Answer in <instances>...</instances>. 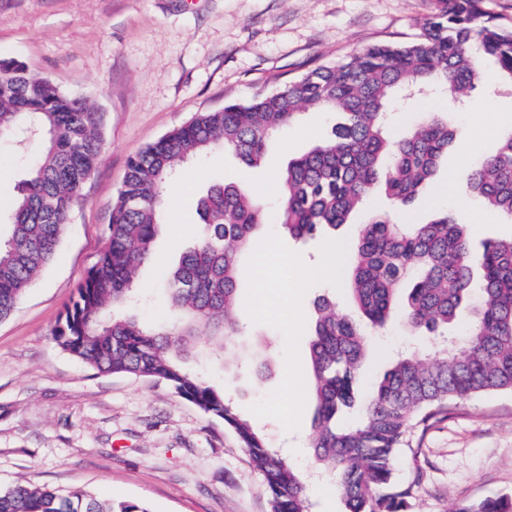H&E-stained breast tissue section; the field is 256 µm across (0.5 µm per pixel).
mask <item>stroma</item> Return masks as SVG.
<instances>
[{
  "instance_id": "1",
  "label": "stroma",
  "mask_w": 512,
  "mask_h": 512,
  "mask_svg": "<svg viewBox=\"0 0 512 512\" xmlns=\"http://www.w3.org/2000/svg\"><path fill=\"white\" fill-rule=\"evenodd\" d=\"M437 7V0H0V56L88 97L103 114L99 162L73 206L57 256L0 322V489L31 481L140 503L148 512H270L261 474L223 421L164 383L89 368L60 349L51 332L104 248L132 156L195 113L245 101L371 44L410 41ZM484 71L465 105L446 96L393 99V131L404 133L429 113L445 111L467 136L472 156L494 153L512 132V85L496 78L493 61H485ZM338 120L333 112L303 113L257 168L219 148L190 165L167 191L153 257L136 275L147 294L139 320H168V281L195 239L203 185L232 182L264 205L266 226L239 274L237 317L251 363L192 359L188 367L227 391L235 411L271 447L303 466L312 512L345 507L317 476L309 446L314 403L307 390H286L285 378L290 366L306 361L314 300L329 293L340 311L352 310L326 245L337 243L336 260L347 266L374 211L425 224L439 211L455 210L468 192L469 169L458 166L455 148L407 209H394L378 193L331 238H288L277 217L276 176ZM462 219L474 242L512 239V218L489 214L478 199ZM269 240L277 257L262 255ZM304 273L306 288L292 295L289 282ZM296 308L301 326L291 336L282 318ZM409 345L421 351L428 341L414 337L394 311L370 338L361 398ZM401 454L394 480L414 486L406 512H450L459 501L512 497V391L451 404L446 418L411 432Z\"/></svg>"
}]
</instances>
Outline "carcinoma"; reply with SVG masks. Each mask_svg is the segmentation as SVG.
Wrapping results in <instances>:
<instances>
[{"instance_id":"cac0c4a2","label":"carcinoma","mask_w":512,"mask_h":512,"mask_svg":"<svg viewBox=\"0 0 512 512\" xmlns=\"http://www.w3.org/2000/svg\"><path fill=\"white\" fill-rule=\"evenodd\" d=\"M420 37L409 44H374L330 66L281 83L246 102L201 112L130 159L112 208L106 244L52 330L65 352L101 372L165 383L204 414L224 421L261 473L271 512H310L300 473L224 394L187 367L210 357L195 339L228 349L241 335L235 315L240 261L264 226V209L233 183H213L197 201L200 221L168 283L171 320L142 324L135 315V275L153 255L164 193L185 166L220 147L247 166L305 110L342 120L329 137L289 160L277 175L279 224L296 240L346 223L377 183L400 209L435 175L457 138L437 115L394 135L387 111L400 91L434 87L461 101L480 78L476 55L493 57L512 82V22L498 23L481 0H439ZM30 135L42 151L7 211L0 242V321L7 319L60 246L71 208L98 164L101 113L88 99L0 58V140ZM487 208L512 217V133L468 177ZM356 315L327 295L314 301L316 319L303 373L315 402L313 456L336 486L346 512H405L412 486L393 470L406 436L448 411V405L512 389V241L471 244L467 225L449 211L429 224H398L388 213L361 227L347 276ZM411 330L437 339L453 324L468 326L462 347L449 338L423 353L398 356L360 410L356 386L368 336L387 324L401 287ZM480 300L470 306L472 292ZM0 512H148L129 501L102 502L81 491L62 493L32 482L0 490ZM453 512H512L508 497L459 503Z\"/></svg>"}]
</instances>
